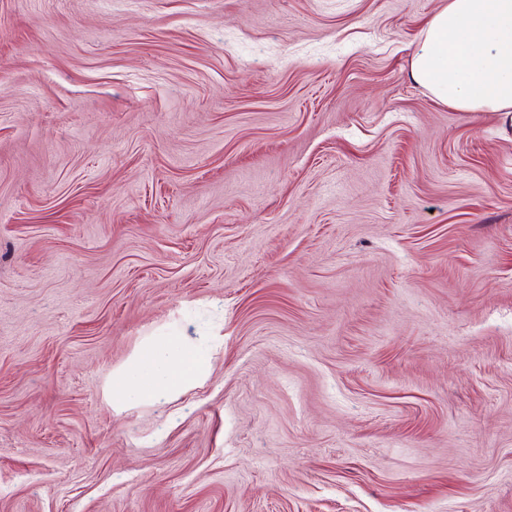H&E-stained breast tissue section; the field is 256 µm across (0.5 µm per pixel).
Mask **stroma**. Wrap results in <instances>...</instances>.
Wrapping results in <instances>:
<instances>
[{
    "label": "stroma",
    "instance_id": "1",
    "mask_svg": "<svg viewBox=\"0 0 512 512\" xmlns=\"http://www.w3.org/2000/svg\"><path fill=\"white\" fill-rule=\"evenodd\" d=\"M443 0H0V512H512V121ZM203 384L113 409L145 336ZM410 75L460 112L512 115V0H448L423 28Z\"/></svg>",
    "mask_w": 512,
    "mask_h": 512
}]
</instances>
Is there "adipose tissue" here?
Instances as JSON below:
<instances>
[{
  "mask_svg": "<svg viewBox=\"0 0 512 512\" xmlns=\"http://www.w3.org/2000/svg\"><path fill=\"white\" fill-rule=\"evenodd\" d=\"M410 75L458 111L512 115V0H447L421 32ZM209 342L176 331L147 338L112 373L113 407L162 403L207 379Z\"/></svg>",
  "mask_w": 512,
  "mask_h": 512,
  "instance_id": "adipose-tissue-1",
  "label": "adipose tissue"
}]
</instances>
